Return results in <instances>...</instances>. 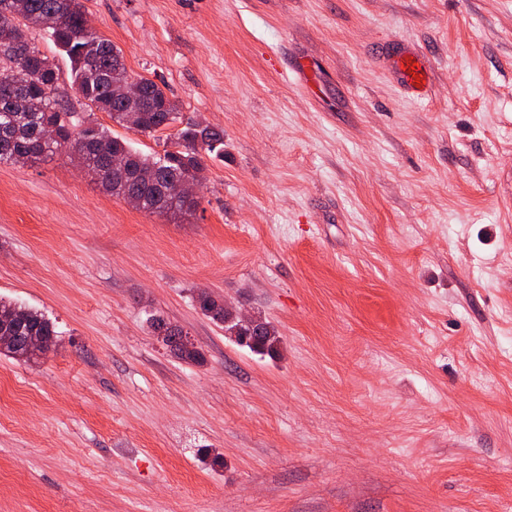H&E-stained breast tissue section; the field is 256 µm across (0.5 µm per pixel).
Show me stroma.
Instances as JSON below:
<instances>
[{
  "instance_id": "35a3bbf8",
  "label": "stroma",
  "mask_w": 512,
  "mask_h": 512,
  "mask_svg": "<svg viewBox=\"0 0 512 512\" xmlns=\"http://www.w3.org/2000/svg\"><path fill=\"white\" fill-rule=\"evenodd\" d=\"M82 2L224 154L179 219L64 152L0 163V297L59 332L0 357V512H512V0ZM89 114L145 154L180 130ZM416 63V66H413ZM391 68L397 73L401 83L414 92H421L429 81V65L425 57L417 51L408 50L390 62ZM420 73V83L414 82L413 74ZM420 84V87L414 86ZM208 297H204L203 294L199 293L197 296V304L199 309L204 315L210 317L213 321L224 324V330L229 336H234L237 343L241 344L240 338L244 336L248 331V326L251 331L254 326V316L241 314L236 317L231 311L224 308V301H219L210 295L208 292H202ZM242 345V344H241ZM255 320L261 331V339L256 345L248 347L258 352H275L276 346L280 341L277 330L270 322L266 321L261 316H255ZM168 336L167 340L162 341L163 344L180 359L194 364H200L204 361L203 353L194 343L186 344L182 342L181 333H171Z\"/></svg>"
}]
</instances>
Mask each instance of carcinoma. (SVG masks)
Here are the masks:
<instances>
[{"mask_svg":"<svg viewBox=\"0 0 512 512\" xmlns=\"http://www.w3.org/2000/svg\"><path fill=\"white\" fill-rule=\"evenodd\" d=\"M55 15L59 24L46 27ZM46 34L67 56L70 87L85 105L107 113L112 122L140 133H152L181 120L179 104L157 82L143 78L144 101L138 110L126 107L122 90L133 77L118 49L105 36L85 27L82 0H0V162L26 163L66 150L84 171L94 177L105 192L123 199L136 195L144 200L150 214L185 217L200 205L199 200L173 201L166 197L168 182L189 177L197 184L205 180L203 155L224 156V131L187 122L179 130V142L161 154H143L127 142L112 136L109 129L88 123L73 110L61 91L59 69L42 53L32 34ZM44 125L57 129L59 140L50 146L40 140ZM127 159L124 175L112 174V156ZM202 313L224 324V330L240 340L248 328L224 302L198 294ZM261 339L252 346L258 352L273 353L279 342L275 327L255 317ZM15 337L0 347V356L29 363L25 347L30 336L56 344L55 324L37 309L22 307L0 298V328ZM163 344L180 359L194 364L204 361L195 344H186L180 333H171Z\"/></svg>","mask_w":512,"mask_h":512,"instance_id":"1","label":"carcinoma"}]
</instances>
